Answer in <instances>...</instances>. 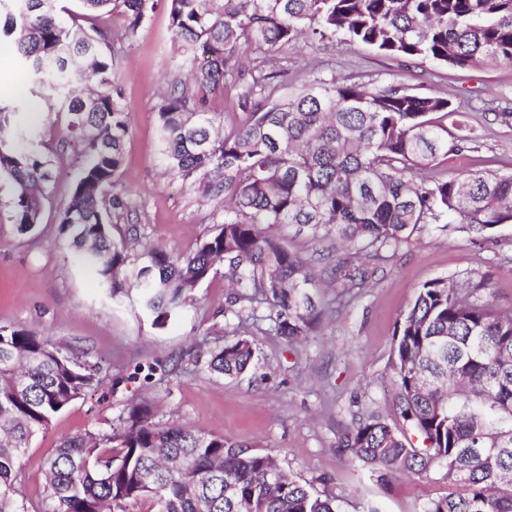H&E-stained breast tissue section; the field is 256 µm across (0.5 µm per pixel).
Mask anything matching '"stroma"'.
<instances>
[{"label": "stroma", "mask_w": 512, "mask_h": 512, "mask_svg": "<svg viewBox=\"0 0 512 512\" xmlns=\"http://www.w3.org/2000/svg\"><path fill=\"white\" fill-rule=\"evenodd\" d=\"M170 20L157 9L126 42L112 79L123 89L130 136L120 177L129 205L124 221L169 253L193 249L223 207L168 175L159 150V94L178 70ZM283 92L313 78L379 88L399 81L417 92L448 99L449 123L471 131L468 150L439 158L449 175L492 170L512 174V65L459 70L429 60L403 65L373 48L343 39L314 46L300 39L285 49ZM34 147L51 161L50 199L33 231L19 234L11 207L13 186L0 177V326L23 328L74 354L90 353L102 366L99 387L52 419L22 460L27 504L44 496L47 458L64 441L107 428L131 404L149 405L157 420L224 436L272 454L316 491L342 496L344 512H419L444 493L441 480L398 479L352 466L336 441L354 418L391 410L394 333L417 288L437 278L485 281L500 309L512 311V224L485 243L455 227L429 226L390 251L370 288L324 318L310 336H279L262 300L243 301L225 314L231 291L223 274L193 288L185 307L161 326L136 295L112 298L95 273L76 264L57 231L80 171L79 149L65 144L64 126L39 112ZM248 336L256 343L250 369L236 379L210 371L213 350Z\"/></svg>", "instance_id": "stroma-1"}]
</instances>
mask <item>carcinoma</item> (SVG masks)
I'll return each instance as SVG.
<instances>
[{"label":"carcinoma","mask_w":512,"mask_h":512,"mask_svg":"<svg viewBox=\"0 0 512 512\" xmlns=\"http://www.w3.org/2000/svg\"><path fill=\"white\" fill-rule=\"evenodd\" d=\"M190 81L173 78L157 109L166 169L206 200H224L222 220L177 256L139 244L121 228L118 191L129 135L121 90L95 80L116 66L112 48L135 36L158 5ZM0 37L11 40L28 95L0 103V175L15 186L20 233L40 223L52 178L20 114L39 104L64 115L67 138L83 145L80 176L57 216L72 256L117 297L135 289L163 322L187 293L225 264L238 298L259 296L276 311V331L306 336L333 305L360 293L388 252L433 224L485 241L512 224V175L449 177L436 160L467 149L448 131V100L413 93L401 82L367 89L314 78L288 95L243 59L255 45L276 59L305 35L321 43L340 34L405 61L459 69L512 64V0H80L72 24L56 0H0ZM122 17L104 29L105 13ZM239 85L240 113L225 132L206 110L227 79ZM294 224L312 242L341 253L320 272L265 227ZM334 288L332 299L314 290ZM482 282L425 283L396 329L398 391L393 427L374 413L354 420L337 448L380 478L441 474L447 492L421 512H512V312L498 309ZM255 353L242 337L211 355L227 378ZM101 366L26 329L0 326V512H28L21 461L52 417L100 383ZM342 512L340 499L315 492L269 454L244 444L156 421L145 404L118 424L88 431L55 449L37 512Z\"/></svg>","instance_id":"1"}]
</instances>
